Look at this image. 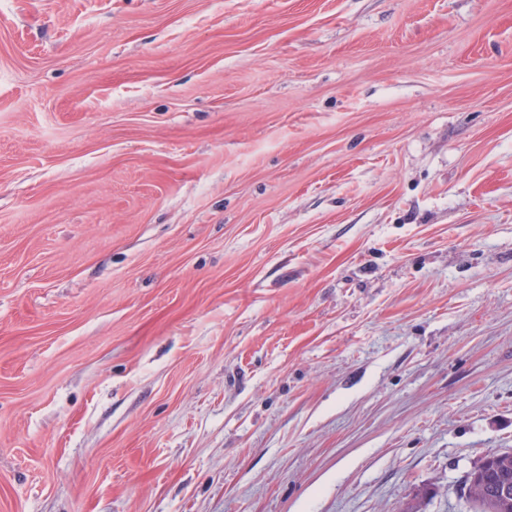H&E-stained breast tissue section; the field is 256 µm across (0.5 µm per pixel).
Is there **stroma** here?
Listing matches in <instances>:
<instances>
[{"label": "stroma", "instance_id": "1", "mask_svg": "<svg viewBox=\"0 0 512 512\" xmlns=\"http://www.w3.org/2000/svg\"><path fill=\"white\" fill-rule=\"evenodd\" d=\"M512 451V0H0V512H469Z\"/></svg>", "mask_w": 512, "mask_h": 512}]
</instances>
